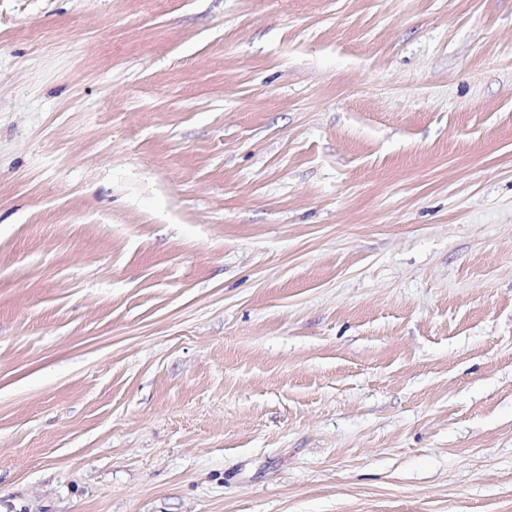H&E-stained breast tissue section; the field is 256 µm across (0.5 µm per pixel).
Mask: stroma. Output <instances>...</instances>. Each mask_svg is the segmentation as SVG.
I'll list each match as a JSON object with an SVG mask.
<instances>
[{
    "label": "stroma",
    "instance_id": "1",
    "mask_svg": "<svg viewBox=\"0 0 512 512\" xmlns=\"http://www.w3.org/2000/svg\"><path fill=\"white\" fill-rule=\"evenodd\" d=\"M0 512H512V0H0Z\"/></svg>",
    "mask_w": 512,
    "mask_h": 512
}]
</instances>
